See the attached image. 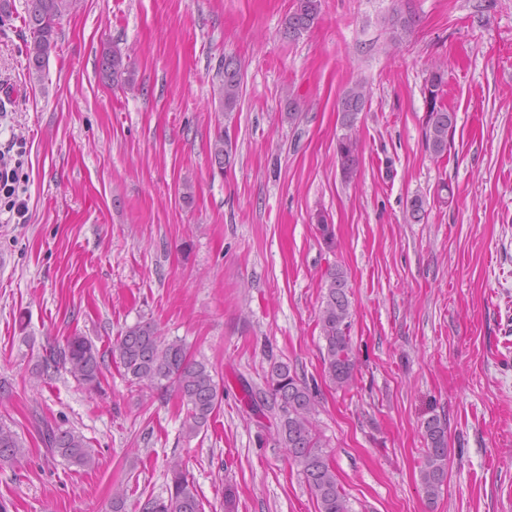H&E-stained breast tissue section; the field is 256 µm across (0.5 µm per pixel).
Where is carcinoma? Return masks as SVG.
<instances>
[{"label":"carcinoma","instance_id":"1","mask_svg":"<svg viewBox=\"0 0 512 512\" xmlns=\"http://www.w3.org/2000/svg\"><path fill=\"white\" fill-rule=\"evenodd\" d=\"M78 0H28L24 27L29 33L25 41V69L29 80L45 78L49 58L56 47L57 27L70 14ZM320 0H296L294 10L285 18L282 35L295 38L317 21ZM102 79L120 87L133 83L129 55L118 47H108L101 55ZM446 84L445 71L436 66L426 80L427 119L426 148L436 158L448 152V133L453 128L455 113L443 102ZM242 90L241 62L231 57L224 62L217 86L219 106L233 111ZM368 102L360 84L349 87L340 99L341 126L344 133L336 141V157L341 175L349 181L357 174L359 155L356 122ZM229 140L218 130L211 147V159L223 167L228 155ZM351 301L347 272L339 265L325 272L324 292L318 314L320 333L325 341L324 370L330 381L343 389L354 379L355 357L351 330ZM109 354L118 355L124 374L131 382L148 389L174 388L187 409L185 432L194 436L207 426L210 417L221 404L224 390L215 381L212 370L190 358L182 341L165 339L156 325L137 323L127 328ZM106 367V353L84 336H71L62 346L46 352L39 363L38 377L63 368L87 389H98ZM268 393L277 405L275 441L285 449L288 459L300 467V474L314 495L318 512H349L347 500L336 480L332 461L322 451V444L313 424L316 411L314 393L291 372L288 364L272 366ZM427 448L420 468L421 489L429 500L442 492L448 474V431L437 416L423 423ZM46 448L69 463L89 468L95 464L92 450L80 433L60 426L45 425L41 431ZM25 456V448L17 434L0 423V463H13ZM170 475L167 496L150 497L140 506V512H204L203 502L193 480L183 464L174 460L168 468Z\"/></svg>","mask_w":512,"mask_h":512}]
</instances>
